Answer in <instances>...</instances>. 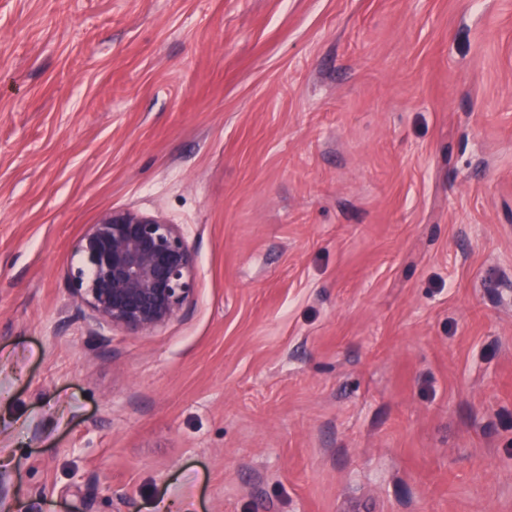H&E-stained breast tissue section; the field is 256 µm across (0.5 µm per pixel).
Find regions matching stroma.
<instances>
[{"mask_svg":"<svg viewBox=\"0 0 512 512\" xmlns=\"http://www.w3.org/2000/svg\"><path fill=\"white\" fill-rule=\"evenodd\" d=\"M180 225L185 313L73 241ZM512 512V0H0V507ZM68 288L99 325L141 336L184 314L196 254L177 224L126 208L102 211L75 240Z\"/></svg>","mask_w":512,"mask_h":512,"instance_id":"obj_1","label":"stroma"}]
</instances>
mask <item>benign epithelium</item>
<instances>
[{
	"instance_id": "benign-epithelium-1",
	"label": "benign epithelium",
	"mask_w": 512,
	"mask_h": 512,
	"mask_svg": "<svg viewBox=\"0 0 512 512\" xmlns=\"http://www.w3.org/2000/svg\"><path fill=\"white\" fill-rule=\"evenodd\" d=\"M73 252L68 288L102 326L148 334L183 315L194 296L195 251L179 225L159 216L106 209Z\"/></svg>"
}]
</instances>
